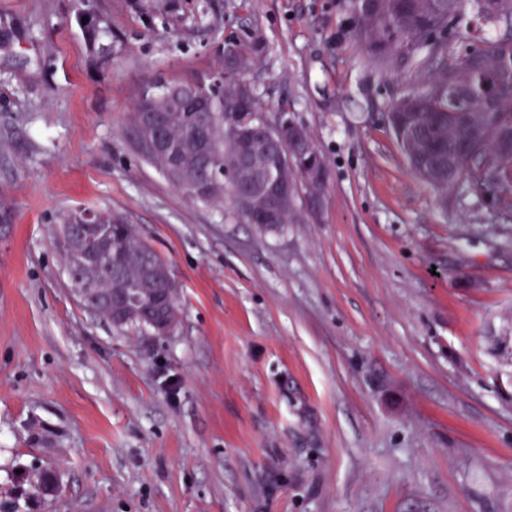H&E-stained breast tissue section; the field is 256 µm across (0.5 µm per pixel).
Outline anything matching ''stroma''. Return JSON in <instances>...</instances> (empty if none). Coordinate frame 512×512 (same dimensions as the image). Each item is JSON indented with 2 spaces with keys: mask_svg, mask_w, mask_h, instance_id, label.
<instances>
[{
  "mask_svg": "<svg viewBox=\"0 0 512 512\" xmlns=\"http://www.w3.org/2000/svg\"><path fill=\"white\" fill-rule=\"evenodd\" d=\"M98 6L105 66L77 0H0V512H512V201L412 172L387 114L424 71L377 65L357 0ZM228 42L322 155L318 219L264 233L135 152L142 86ZM75 205L167 263L170 335L77 301L52 223ZM80 10L86 21L83 30L92 61L96 64L107 65L112 61V27L109 20L93 4L94 0H79ZM104 39L111 43L105 44Z\"/></svg>",
  "mask_w": 512,
  "mask_h": 512,
  "instance_id": "1",
  "label": "stroma"
}]
</instances>
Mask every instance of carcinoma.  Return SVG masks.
<instances>
[{
    "instance_id": "obj_1",
    "label": "carcinoma",
    "mask_w": 512,
    "mask_h": 512,
    "mask_svg": "<svg viewBox=\"0 0 512 512\" xmlns=\"http://www.w3.org/2000/svg\"><path fill=\"white\" fill-rule=\"evenodd\" d=\"M86 21L83 30L92 61L107 65L112 61V46L104 40L112 38L109 20L94 5V0H79ZM451 29L463 46L451 41L430 42L431 29ZM358 35L366 41L370 54L380 63L397 51L414 61L417 68L434 75L409 89L393 102L388 121L414 173L435 187H454L469 164L486 152L497 162L479 171V183L494 187L502 196L512 195V155L494 151L499 129L512 128V0H385L382 11L360 13ZM478 41L477 50L485 69L465 68L459 60L465 42ZM499 80V90H487L491 75ZM225 85L212 80L194 82L197 92L211 101V111L201 113L212 128L213 138L223 151L214 162L216 168H230L224 153L234 150V141L224 140V112H235L239 95L236 75L224 74ZM463 85L469 95L465 100L453 94V87ZM169 84H145L132 112L127 135L133 145L142 139L143 113L149 109L166 110L164 93ZM166 136L172 147L183 152L191 143L184 114L168 113ZM469 142L471 155L460 158L459 147ZM172 184L189 199L201 203H221L231 192L217 186L205 197H198L183 182ZM93 212L95 220L112 225V234L102 244L105 258L102 276L114 288H136L145 292L159 281L153 271L166 266L163 259L137 235L134 225L118 213L104 209H70L60 213L57 224H69L80 212Z\"/></svg>"
}]
</instances>
